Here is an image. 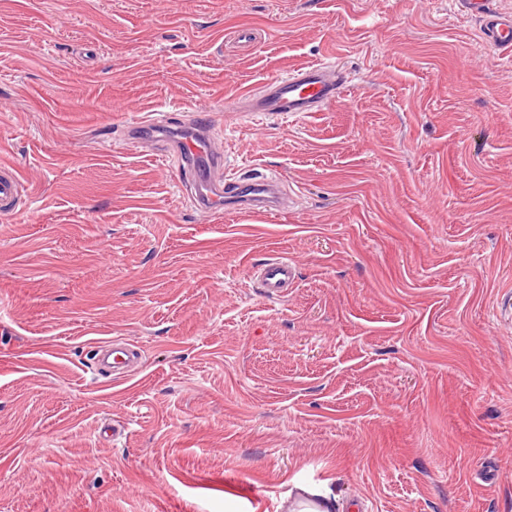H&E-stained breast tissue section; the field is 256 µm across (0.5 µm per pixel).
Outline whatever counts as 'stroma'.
Returning a JSON list of instances; mask_svg holds the SVG:
<instances>
[{
	"label": "stroma",
	"instance_id": "obj_1",
	"mask_svg": "<svg viewBox=\"0 0 512 512\" xmlns=\"http://www.w3.org/2000/svg\"><path fill=\"white\" fill-rule=\"evenodd\" d=\"M327 60L323 111L224 109ZM199 109L286 209L204 214L128 147ZM0 158V512H512V63L457 0H0ZM171 117L164 112L153 113L152 116L142 118L129 125V130L136 141L146 140L150 134L173 129L176 124L170 121ZM22 183L16 168L0 159V212L13 213L20 204ZM253 276L268 297H283L295 284L297 269L288 257L271 258L256 268Z\"/></svg>",
	"mask_w": 512,
	"mask_h": 512
}]
</instances>
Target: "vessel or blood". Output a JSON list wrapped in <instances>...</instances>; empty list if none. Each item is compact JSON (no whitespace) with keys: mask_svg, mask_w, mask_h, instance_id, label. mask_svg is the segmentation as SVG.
<instances>
[{"mask_svg":"<svg viewBox=\"0 0 512 512\" xmlns=\"http://www.w3.org/2000/svg\"><path fill=\"white\" fill-rule=\"evenodd\" d=\"M479 21L481 42L492 53L512 55V15L496 11L491 0H462ZM346 89L341 69L326 63L298 68L263 85L259 92H246L243 107L247 117H291L318 112L340 99ZM167 113L157 112L130 124L134 140L142 141L150 134L171 128ZM189 134L175 143L182 165L179 175L195 179V196L209 213L241 207L257 210L280 209L279 183L276 179L256 176L224 179V145L212 134L208 112H198L188 126ZM22 183L16 168L0 160V212H14L20 204ZM255 279L266 296H284L297 278L295 264L276 257L254 270Z\"/></svg>","mask_w":512,"mask_h":512,"instance_id":"obj_1","label":"vessel or blood"}]
</instances>
